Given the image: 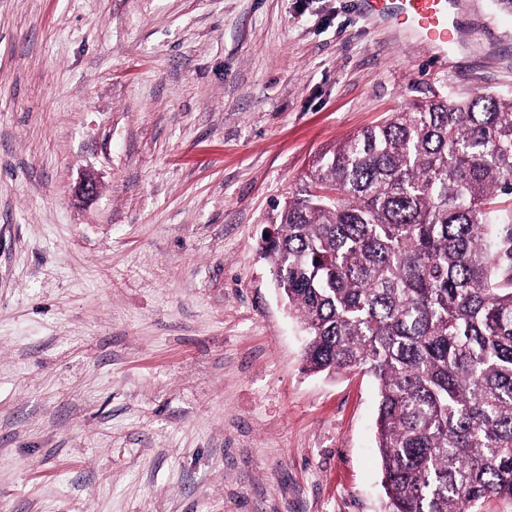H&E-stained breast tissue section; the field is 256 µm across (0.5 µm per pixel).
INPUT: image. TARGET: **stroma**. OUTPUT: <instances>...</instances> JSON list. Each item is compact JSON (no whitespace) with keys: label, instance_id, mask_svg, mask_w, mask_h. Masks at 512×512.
Returning <instances> with one entry per match:
<instances>
[{"label":"stroma","instance_id":"1","mask_svg":"<svg viewBox=\"0 0 512 512\" xmlns=\"http://www.w3.org/2000/svg\"><path fill=\"white\" fill-rule=\"evenodd\" d=\"M456 21L443 55L356 0H0V512H387L377 384L304 371L259 242L347 135L512 94V14Z\"/></svg>","mask_w":512,"mask_h":512}]
</instances>
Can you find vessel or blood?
Listing matches in <instances>:
<instances>
[{
  "label": "vessel or blood",
  "mask_w": 512,
  "mask_h": 512,
  "mask_svg": "<svg viewBox=\"0 0 512 512\" xmlns=\"http://www.w3.org/2000/svg\"><path fill=\"white\" fill-rule=\"evenodd\" d=\"M365 16L419 42L447 46L456 38L452 0H360Z\"/></svg>",
  "instance_id": "b4317fda"
}]
</instances>
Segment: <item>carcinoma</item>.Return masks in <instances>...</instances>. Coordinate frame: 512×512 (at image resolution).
Listing matches in <instances>:
<instances>
[{
    "instance_id": "cac0c4a2",
    "label": "carcinoma",
    "mask_w": 512,
    "mask_h": 512,
    "mask_svg": "<svg viewBox=\"0 0 512 512\" xmlns=\"http://www.w3.org/2000/svg\"><path fill=\"white\" fill-rule=\"evenodd\" d=\"M304 182L261 250L305 369L378 384L389 512L512 499V95L413 102Z\"/></svg>"
}]
</instances>
